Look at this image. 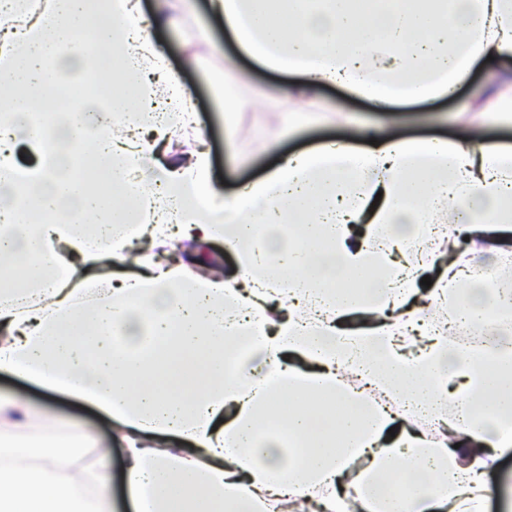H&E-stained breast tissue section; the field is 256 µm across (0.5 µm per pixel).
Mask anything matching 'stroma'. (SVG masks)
Returning <instances> with one entry per match:
<instances>
[{"instance_id": "stroma-1", "label": "stroma", "mask_w": 512, "mask_h": 512, "mask_svg": "<svg viewBox=\"0 0 512 512\" xmlns=\"http://www.w3.org/2000/svg\"><path fill=\"white\" fill-rule=\"evenodd\" d=\"M209 21L207 0H197L194 19L155 29L152 38L164 46L168 66L187 91L197 126L208 138L214 159V186L218 191L229 193L240 180L265 176L278 159L288 153L312 148L328 137L346 135V127L311 123L300 125L292 136H280L279 130L287 124L288 114L266 111L260 95L273 92L283 82V75L263 69L250 57L241 54L220 27L211 26L213 42L224 48L227 55L236 57V76L246 80L252 88L249 101L235 123L225 122L216 85L211 79L213 73L224 68V58L214 56L206 45L189 41L195 25L209 24ZM189 54L197 55L195 66H186L185 57ZM487 80L486 73L475 71L454 98L405 104L399 106L397 112L389 114L387 120L410 137L452 138L454 125L440 121L439 113L460 112L475 103ZM15 396L24 398L52 424H70L88 430L100 447L108 449L111 463L104 492L112 501L118 502L123 451L110 421L91 405L1 371L0 397Z\"/></svg>"}]
</instances>
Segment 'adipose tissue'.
<instances>
[{
  "instance_id": "obj_1",
  "label": "adipose tissue",
  "mask_w": 512,
  "mask_h": 512,
  "mask_svg": "<svg viewBox=\"0 0 512 512\" xmlns=\"http://www.w3.org/2000/svg\"><path fill=\"white\" fill-rule=\"evenodd\" d=\"M189 11L0 0V371L112 419L134 512H512L490 486L512 449V252L488 237L512 232V148L484 125L512 122V0H209L242 50L297 75L274 109L339 84L383 114L496 76L454 139L357 122L232 195L193 113L150 103L162 81L186 94L146 31ZM63 68L95 70L102 95L60 104ZM175 136L195 148L158 164ZM409 238L433 249L397 265ZM214 243L232 275L206 272ZM445 302L479 346L449 341ZM90 446L0 400V512H112Z\"/></svg>"
}]
</instances>
